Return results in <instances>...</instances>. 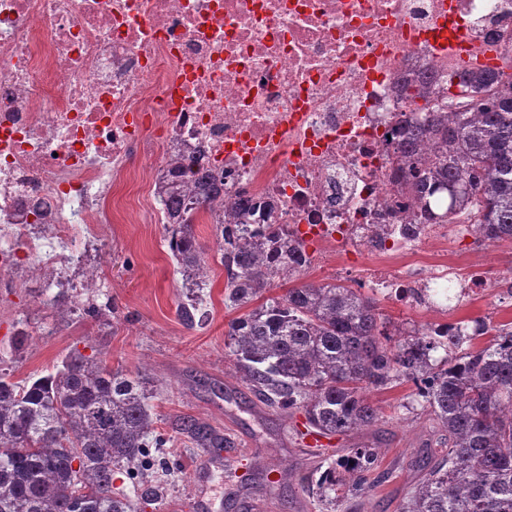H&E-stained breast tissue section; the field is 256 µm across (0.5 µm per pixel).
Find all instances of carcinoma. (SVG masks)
<instances>
[{
	"label": "carcinoma",
	"instance_id": "1",
	"mask_svg": "<svg viewBox=\"0 0 512 512\" xmlns=\"http://www.w3.org/2000/svg\"><path fill=\"white\" fill-rule=\"evenodd\" d=\"M405 165L404 185L420 212L417 223L453 224L471 207L478 241L512 243V80L484 72L448 75V111L430 112L393 132ZM190 164H169L155 188L171 224L168 247L183 287H207V260L194 213L219 189L184 179ZM241 203L215 225L224 263V304L244 313L224 341L235 377L267 409L303 413L325 436L368 428L383 418L374 389L413 386L447 453L410 488L401 512H512V323L475 319L470 336L443 339L427 328L392 324L378 300L344 283L304 284L263 297L309 260L282 224L239 221ZM264 301L253 307L259 298ZM486 337L482 345L476 340ZM443 351L440 358L434 353ZM145 374L114 370L96 355L69 352L48 374L14 382L0 373V512H137L113 489L112 471L135 480L153 469L156 433ZM175 433L201 448H232L233 439L184 417ZM378 449L360 444L329 455L318 477L301 478L321 508L375 486Z\"/></svg>",
	"mask_w": 512,
	"mask_h": 512
}]
</instances>
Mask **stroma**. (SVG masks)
<instances>
[{"mask_svg": "<svg viewBox=\"0 0 512 512\" xmlns=\"http://www.w3.org/2000/svg\"><path fill=\"white\" fill-rule=\"evenodd\" d=\"M125 218L101 240L87 244L80 261L69 265L73 278L82 267L99 268L95 287L69 292L71 313L52 306L58 292L54 284L0 288V373L21 381L52 371L71 350L95 351L113 368L145 373L158 388L152 402L158 432L171 435L175 420L193 416L233 439L230 448H200L181 436L160 449L158 458L167 469L158 472L155 482L162 492L156 501L140 504L138 512H320L300 481L317 455L292 419L264 409L229 370L224 338L236 313L224 305V268L212 225L194 227L208 260L209 286L189 327L177 309L192 291L182 285L166 225L144 223L134 208ZM448 262L462 270L487 266L498 286L492 299L459 302L451 319L512 322V296L505 291L512 282V244L452 242ZM91 303L98 316L84 314ZM21 329L28 332L27 340L17 339ZM369 397L382 408L383 419L368 429L334 436L328 451L340 456L359 444H375L378 469L387 478L367 497L340 499L335 512H400L422 465L441 453L433 423L422 414L410 384L375 389ZM276 458L282 465L270 470Z\"/></svg>", "mask_w": 512, "mask_h": 512, "instance_id": "1", "label": "stroma"}]
</instances>
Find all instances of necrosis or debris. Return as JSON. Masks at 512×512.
<instances>
[{
    "label": "necrosis or debris",
    "instance_id": "1",
    "mask_svg": "<svg viewBox=\"0 0 512 512\" xmlns=\"http://www.w3.org/2000/svg\"><path fill=\"white\" fill-rule=\"evenodd\" d=\"M512 74V0H0V287L60 279L77 229L99 238L131 182L152 198L169 160L284 224L336 282L431 313L435 288L486 295L448 265L454 227L415 224L388 137L443 106L458 37ZM22 242L17 256L13 242Z\"/></svg>",
    "mask_w": 512,
    "mask_h": 512
}]
</instances>
